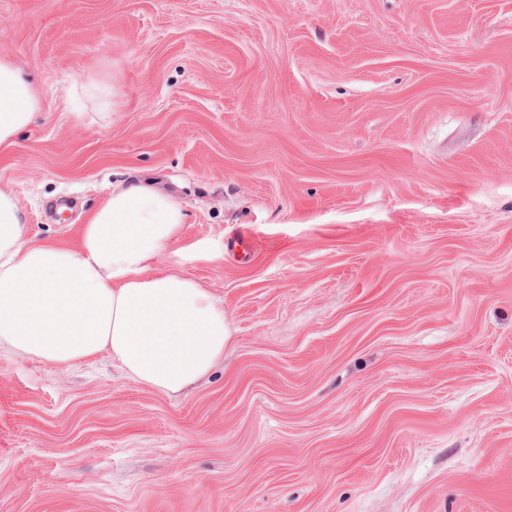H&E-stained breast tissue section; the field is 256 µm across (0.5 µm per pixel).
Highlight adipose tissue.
Instances as JSON below:
<instances>
[{
  "instance_id": "ef3b65f1",
  "label": "adipose tissue",
  "mask_w": 512,
  "mask_h": 512,
  "mask_svg": "<svg viewBox=\"0 0 512 512\" xmlns=\"http://www.w3.org/2000/svg\"><path fill=\"white\" fill-rule=\"evenodd\" d=\"M41 109L22 69L0 56V152ZM187 220L145 180L114 185L75 246L29 238L15 196L0 188V347L72 367L107 355L135 381L182 392L223 358L224 306L156 261Z\"/></svg>"
}]
</instances>
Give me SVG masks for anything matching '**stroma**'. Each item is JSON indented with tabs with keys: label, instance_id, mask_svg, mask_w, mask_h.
Here are the masks:
<instances>
[{
	"label": "stroma",
	"instance_id": "1",
	"mask_svg": "<svg viewBox=\"0 0 512 512\" xmlns=\"http://www.w3.org/2000/svg\"><path fill=\"white\" fill-rule=\"evenodd\" d=\"M0 55L32 238L152 180L232 328L169 395L1 347L0 512H512V0H0ZM41 109V100L22 69L9 57L0 56V152H10L16 137Z\"/></svg>",
	"mask_w": 512,
	"mask_h": 512
}]
</instances>
